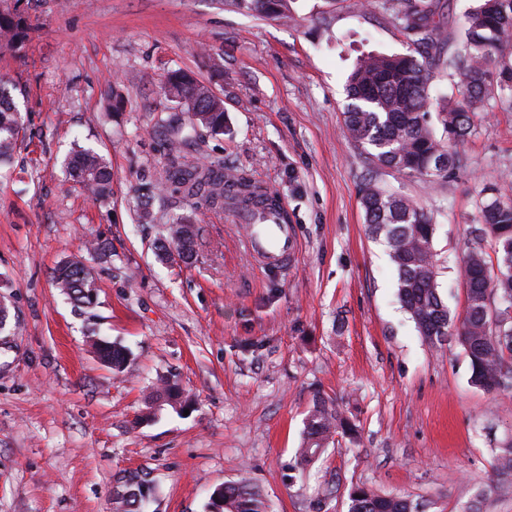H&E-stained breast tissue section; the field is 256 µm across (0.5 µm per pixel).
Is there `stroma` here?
<instances>
[{
    "instance_id": "1",
    "label": "stroma",
    "mask_w": 512,
    "mask_h": 512,
    "mask_svg": "<svg viewBox=\"0 0 512 512\" xmlns=\"http://www.w3.org/2000/svg\"><path fill=\"white\" fill-rule=\"evenodd\" d=\"M26 15L25 51L0 53L23 124L0 167V512H112L135 475L153 482L154 512H206L216 487L243 477L270 512H348L357 486L464 512L512 439V392L473 387L459 345L418 334L360 189L373 181L431 215L438 291L462 314L476 192L512 198V110L483 113L463 166L434 185L374 167L343 129L358 58L414 49L388 0H295L288 22L222 0H29ZM176 69L226 109L223 133L198 129L188 157L223 161L285 203L298 242L288 270L254 263L223 212L160 192ZM78 144L111 162L109 205L66 188ZM181 216L195 224L193 258L161 262L156 243ZM92 239L111 255L94 263L84 311L52 273ZM92 331L130 350L123 373L89 352ZM162 378L185 403L141 419ZM318 395L351 413L360 440L303 468Z\"/></svg>"
}]
</instances>
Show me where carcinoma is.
Wrapping results in <instances>:
<instances>
[{"label":"carcinoma","instance_id":"carcinoma-1","mask_svg":"<svg viewBox=\"0 0 512 512\" xmlns=\"http://www.w3.org/2000/svg\"><path fill=\"white\" fill-rule=\"evenodd\" d=\"M24 0H0V52H20L30 41L31 25ZM251 16L285 19L292 0H226ZM440 0H400L394 20L413 36L414 53L405 56L369 54L361 57L348 80L346 133L365 148L368 160L404 176H420L431 183L448 178L464 158L453 147L471 135L476 117L489 105L512 109V0H479L464 21V39L453 51L445 48L434 17ZM437 71L459 77V99L442 112L443 133L436 136L429 117V81ZM506 77L492 81L491 76ZM165 89L181 115L170 119L168 163L162 191L191 200H203L213 209L224 208L227 195L253 194L250 181L224 171L219 161L201 164L188 159L183 145V121L214 133L224 131V100L184 71H171ZM18 110L0 85V163L9 160L19 142ZM67 167L71 186L93 201H112V168L96 150L73 148ZM368 232L384 237L397 273V294L416 330L433 347L459 344L468 359L473 386L488 394L512 391V321L497 320V311L512 307V199H504L491 185L477 193L479 227L465 257L466 307L455 316L436 286L435 224L416 203L397 192L367 183L361 196ZM195 225L181 218L172 230L173 246H158L169 259L187 260L193 252ZM493 254H488L485 244ZM54 287L79 308L91 303L97 289L94 268L85 259L62 264ZM92 353L113 372L121 373L130 351L97 335H88ZM341 437L351 442L357 431L345 411L333 401L315 396L304 418L298 462L316 461ZM485 487L512 489V440L497 448ZM152 502L149 481L140 480L118 490L114 512H148ZM208 512H268L264 494L245 480L217 487ZM348 512H419L418 504L400 495H379L366 487L349 493Z\"/></svg>","mask_w":512,"mask_h":512}]
</instances>
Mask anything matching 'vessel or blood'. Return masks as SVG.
<instances>
[{
	"instance_id": "obj_1",
	"label": "vessel or blood",
	"mask_w": 512,
	"mask_h": 512,
	"mask_svg": "<svg viewBox=\"0 0 512 512\" xmlns=\"http://www.w3.org/2000/svg\"><path fill=\"white\" fill-rule=\"evenodd\" d=\"M266 196V191H257L249 203L230 207L228 217L243 226L246 250L254 259L281 269L294 260L297 242L285 219L287 207L264 208Z\"/></svg>"
}]
</instances>
